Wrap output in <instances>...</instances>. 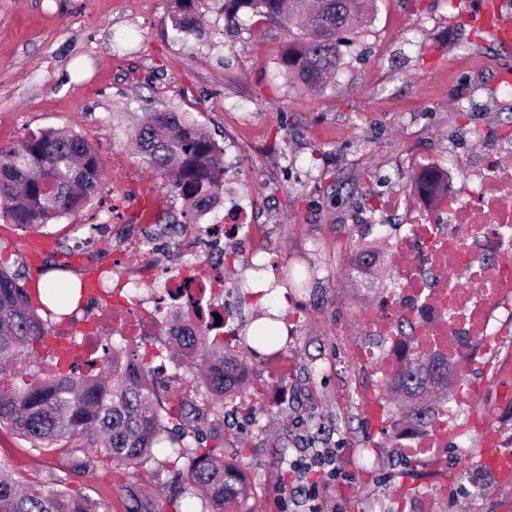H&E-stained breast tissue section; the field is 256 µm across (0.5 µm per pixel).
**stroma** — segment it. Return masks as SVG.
I'll use <instances>...</instances> for the list:
<instances>
[{
    "label": "stroma",
    "mask_w": 512,
    "mask_h": 512,
    "mask_svg": "<svg viewBox=\"0 0 512 512\" xmlns=\"http://www.w3.org/2000/svg\"><path fill=\"white\" fill-rule=\"evenodd\" d=\"M479 0H373L369 22L347 32L343 64L321 90L290 83L277 58L291 35L260 16L238 24L224 17L223 0H198L201 36L173 38L170 0H0V147L39 129L89 138L106 171L124 176L128 204L147 205L171 223L159 178L145 168L127 139L144 113L190 112L225 147V204L257 203L262 218L253 242L276 260L256 272L248 248L235 249L233 291L223 301L234 317L224 348L242 360L247 383L240 397L258 416H236L224 429V455L245 452L248 496L238 512H364L359 499L392 504L415 464L391 432L366 426L361 407L344 400L345 370L337 369V333L363 336L362 315L394 279L390 239L367 234L358 214L384 223L389 193L411 185L418 161L454 154L475 161L476 145L492 147L491 132L512 131V96L501 109H474L469 50L512 58V45L492 40L477 25ZM112 183L81 213L45 228L48 262L64 281L93 274L72 248L91 225L109 224ZM29 233L0 222V264L24 271L33 287L23 242ZM380 251L362 270L357 245ZM296 277L287 321H273L277 346L262 356L242 342L259 318L283 309L282 290L261 300L252 285ZM296 328L285 334L286 324ZM337 452L338 473L308 470L317 450ZM167 453L160 450L139 473L120 467L75 474L59 452L38 453L0 429V462L24 481L66 479L68 486L104 500L108 512H150L167 492Z\"/></svg>",
    "instance_id": "1"
}]
</instances>
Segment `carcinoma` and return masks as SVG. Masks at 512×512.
Returning a JSON list of instances; mask_svg holds the SVG:
<instances>
[{"label":"carcinoma","instance_id":"cac0c4a2","mask_svg":"<svg viewBox=\"0 0 512 512\" xmlns=\"http://www.w3.org/2000/svg\"><path fill=\"white\" fill-rule=\"evenodd\" d=\"M198 0H171L169 14L174 38L201 31L204 22ZM365 5L351 0H224V14L241 11L263 16L295 30L281 50L279 66L296 83L316 87L336 74L342 64L341 34L363 23ZM130 137L143 164L164 178L162 188L171 204H180L184 224L199 223L210 204L219 200L224 181V148L191 112H147ZM102 159L90 140L79 133L42 129L0 149V199L9 224L40 229L57 224L81 210L99 192ZM60 280L51 279L44 299L19 283L18 274L0 265V427L26 438L43 453L64 443L66 468L85 473L99 461L138 468L153 449L175 432L179 447L169 463L174 479L171 498L184 494L204 502L202 512H224L246 499L247 482L241 460L224 458V398L245 381L237 359L224 353L218 325L195 307L179 306L165 326L161 345L144 338L134 345L117 343L105 349L101 366L87 372L72 362H49V372L31 370L39 356L48 322L39 312L63 318L68 298L58 297ZM191 362L208 398L197 405L174 401L157 390L153 373L171 364L175 370ZM390 389L412 403L398 411L394 424L428 423L434 407L428 401L448 389V364L415 355ZM213 415L202 436L189 417L200 421ZM103 505L64 485H20L0 464V512H101Z\"/></svg>","mask_w":512,"mask_h":512}]
</instances>
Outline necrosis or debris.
I'll return each instance as SVG.
<instances>
[{"instance_id":"obj_1","label":"necrosis or debris","mask_w":512,"mask_h":512,"mask_svg":"<svg viewBox=\"0 0 512 512\" xmlns=\"http://www.w3.org/2000/svg\"><path fill=\"white\" fill-rule=\"evenodd\" d=\"M421 169L447 178L448 195L436 199L412 187L384 199V214L400 222L392 249L406 253L408 261L363 317L373 348L359 355L347 340L344 352L360 369L380 363L386 380L419 353L451 361L493 358L497 368L487 375V383L510 379L512 359L502 356L499 338L505 327L500 313L512 312V207L507 204L512 197V141L498 138L493 151L472 166L434 157L423 159ZM255 221L252 206L234 204L203 237L190 225L153 223L148 211L131 223L113 225L114 252L147 242L157 245L138 276L159 284V291L126 299L136 332L151 334L171 295L206 303L210 312L223 315L213 293L224 280V253L251 233ZM492 414L495 424L485 438L475 435L473 418L458 401L430 424L397 435L398 447L425 468L405 485L413 512H431L427 485H436L444 496L454 491L452 474L428 467L452 436L464 456L479 460L469 471L471 485L496 498L498 512H512V500L496 497L498 485L512 480V408L496 401Z\"/></svg>"}]
</instances>
